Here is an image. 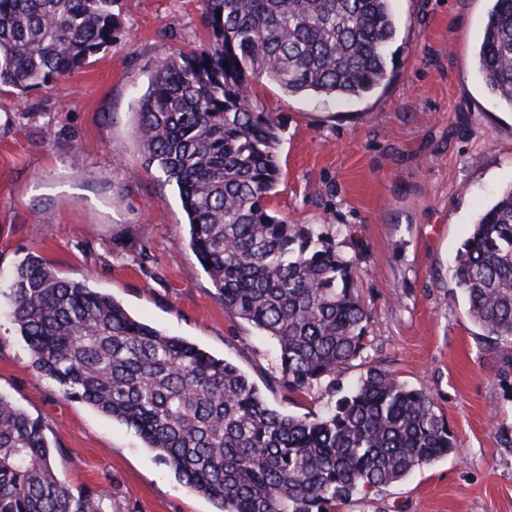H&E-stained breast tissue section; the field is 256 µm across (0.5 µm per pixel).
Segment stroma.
Returning a JSON list of instances; mask_svg holds the SVG:
<instances>
[{
  "instance_id": "obj_1",
  "label": "stroma",
  "mask_w": 512,
  "mask_h": 512,
  "mask_svg": "<svg viewBox=\"0 0 512 512\" xmlns=\"http://www.w3.org/2000/svg\"><path fill=\"white\" fill-rule=\"evenodd\" d=\"M490 0H392L388 77L351 100L255 88L281 125L276 215L318 224L361 251L373 346L342 382L382 364L426 389L455 453L339 512H512V368L488 350L455 286L454 256L479 210L512 184V108L475 63ZM111 47L79 72L0 91V274L31 254L112 295L138 320L237 365L282 413H324L322 387L274 384V343L225 313L188 247L176 189L144 163L135 97L154 63L207 38L203 0H119ZM0 394L45 426L72 488L105 490L106 512H217L125 424L40 378L0 310Z\"/></svg>"
}]
</instances>
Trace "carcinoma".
Masks as SVG:
<instances>
[{
    "label": "carcinoma",
    "instance_id": "obj_1",
    "mask_svg": "<svg viewBox=\"0 0 512 512\" xmlns=\"http://www.w3.org/2000/svg\"><path fill=\"white\" fill-rule=\"evenodd\" d=\"M118 0H0V88L21 92L82 69L112 46ZM207 43L157 60L135 99L146 166L176 186L189 247L224 311L277 344L278 382L322 386L321 416L271 408L234 364L132 317L111 295L37 255L0 279L32 366L70 400L120 421L219 512H334L379 495L457 444L434 398L383 367L349 388L370 347L360 253L318 224L268 208L280 124L258 108L266 79L290 96L348 99L388 76L390 0H203ZM487 89L512 107V0H494L476 53ZM455 285L491 345L512 344V184L476 216ZM73 491L39 419L0 394V512H104Z\"/></svg>",
    "mask_w": 512,
    "mask_h": 512
}]
</instances>
